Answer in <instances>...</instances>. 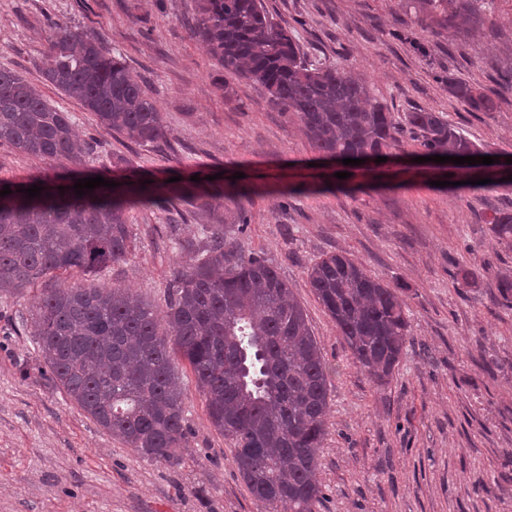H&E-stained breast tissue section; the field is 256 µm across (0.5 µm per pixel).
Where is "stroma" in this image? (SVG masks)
Instances as JSON below:
<instances>
[{"label": "stroma", "mask_w": 512, "mask_h": 512, "mask_svg": "<svg viewBox=\"0 0 512 512\" xmlns=\"http://www.w3.org/2000/svg\"><path fill=\"white\" fill-rule=\"evenodd\" d=\"M196 0H0V66L40 85L68 112L89 146L82 170L121 179L169 171L224 174L247 196L236 236L264 256L301 303L327 367L329 412L319 450L318 512H512V307L496 284L512 276V246L490 230L512 212V181L489 189L433 186L410 167L419 146L368 178L320 188L328 167L295 116L272 107L260 86L226 76L193 33ZM315 61L363 76L395 118L442 115L481 150L512 158V0L493 13L438 28L408 0H264ZM101 38L146 80L168 132L139 146L100 127L94 114L45 82L40 64L51 26ZM487 94L496 110L473 112L449 79ZM125 158L115 166L116 158ZM50 162L0 147V178L52 177ZM208 212L180 200L130 210L131 252L94 281L128 288L165 310L174 270L203 251ZM343 253L398 289L409 324L399 364L377 385L353 361L313 293L308 270ZM37 288L0 292V512H262L210 423L185 361L188 446L180 465L148 462L80 410L44 374L21 324Z\"/></svg>", "instance_id": "35a3bbf8"}]
</instances>
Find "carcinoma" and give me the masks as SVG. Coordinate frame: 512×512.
<instances>
[{"mask_svg":"<svg viewBox=\"0 0 512 512\" xmlns=\"http://www.w3.org/2000/svg\"><path fill=\"white\" fill-rule=\"evenodd\" d=\"M495 0H415L436 25L456 27L465 12H488ZM195 34L224 71L260 84L269 103L294 113L317 159L352 172L345 158L388 155L402 126L420 156H483L440 113L417 109L400 124L369 84L343 66L310 61L263 0H198ZM45 81L78 101L98 124L133 143L166 137L147 86L99 39L67 29L50 35ZM448 92L472 112L497 103L473 85L448 79ZM42 160L80 164L86 148L67 113L33 84L0 68V146ZM461 180L512 173L499 158L477 174L448 163ZM77 178L0 179V291L20 292L54 273L85 275L124 261L131 237L126 212L172 198L215 212L235 192L231 183L142 179L117 181L76 195ZM41 187L29 197L23 190ZM242 213L205 228L208 247L175 271L167 310L158 317L138 294L93 283L56 288L38 297L27 322L51 382L103 430L148 462L179 465L188 445L184 392L175 356L186 360L211 424L231 441L233 461L265 512H317L315 480L326 433L327 375L306 315L275 268L235 245ZM495 238L512 245V213L495 215ZM317 299L356 363L379 384L388 382L408 337L396 289L344 254L308 270Z\"/></svg>","mask_w":512,"mask_h":512,"instance_id":"1","label":"carcinoma"}]
</instances>
